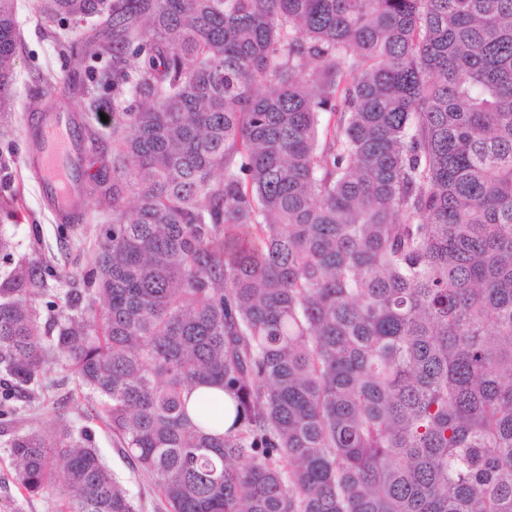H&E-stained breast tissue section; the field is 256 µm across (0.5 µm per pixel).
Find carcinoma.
<instances>
[{
  "instance_id": "cac0c4a2",
  "label": "carcinoma",
  "mask_w": 512,
  "mask_h": 512,
  "mask_svg": "<svg viewBox=\"0 0 512 512\" xmlns=\"http://www.w3.org/2000/svg\"><path fill=\"white\" fill-rule=\"evenodd\" d=\"M34 10L110 59L111 219L47 324L0 233V416L70 371L169 512H512V0ZM19 40L0 0V106ZM10 448L135 512L88 428Z\"/></svg>"
}]
</instances>
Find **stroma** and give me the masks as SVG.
<instances>
[{
    "label": "stroma",
    "instance_id": "stroma-1",
    "mask_svg": "<svg viewBox=\"0 0 512 512\" xmlns=\"http://www.w3.org/2000/svg\"><path fill=\"white\" fill-rule=\"evenodd\" d=\"M20 43L12 80L13 98L8 110L0 112V195L14 196L15 214L0 210V233L12 238L18 254L53 258L65 275L88 268L95 257V240L108 217L94 198L85 197L83 222L62 228L41 202L34 174L24 162L26 121L38 97L52 96L63 108L71 106L74 83L92 86L102 61L75 64L68 50L53 35V28L40 21L33 0H15ZM89 146L85 156V179L94 181L112 175V128L102 124L99 111L87 112L78 130ZM45 388L35 389L31 398L16 402L7 426L0 425V512H12L22 503V512H60L61 501L52 492L22 497L15 483V464L9 441L15 432L42 431L66 420L89 427L94 445L114 476L129 490L136 512H168L157 488L131 464L113 440L109 429L96 418L94 401L68 377L61 367H52Z\"/></svg>",
    "mask_w": 512,
    "mask_h": 512
}]
</instances>
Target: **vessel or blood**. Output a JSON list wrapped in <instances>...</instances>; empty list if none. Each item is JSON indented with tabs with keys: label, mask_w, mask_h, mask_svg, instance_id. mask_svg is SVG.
Returning a JSON list of instances; mask_svg holds the SVG:
<instances>
[{
	"label": "vessel or blood",
	"mask_w": 512,
	"mask_h": 512,
	"mask_svg": "<svg viewBox=\"0 0 512 512\" xmlns=\"http://www.w3.org/2000/svg\"><path fill=\"white\" fill-rule=\"evenodd\" d=\"M76 127L72 114L61 107L27 120L25 163L36 176L46 208L61 224L82 217L76 189L86 147L79 143Z\"/></svg>",
	"instance_id": "b4317fda"
}]
</instances>
